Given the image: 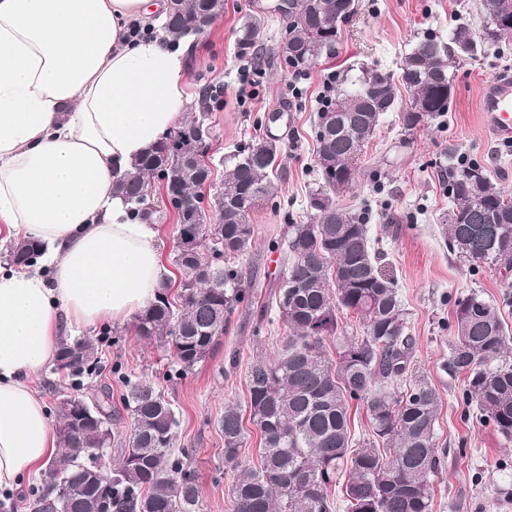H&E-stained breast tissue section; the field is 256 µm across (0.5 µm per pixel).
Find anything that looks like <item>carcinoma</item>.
<instances>
[{"label":"carcinoma","instance_id":"obj_1","mask_svg":"<svg viewBox=\"0 0 512 512\" xmlns=\"http://www.w3.org/2000/svg\"><path fill=\"white\" fill-rule=\"evenodd\" d=\"M297 0L298 15L283 17L287 37L281 48L287 66L299 71L335 49L341 25L355 13V0ZM490 27L475 34L461 22L448 36L426 33L401 63L408 99L398 98L387 72L369 67L343 79L316 113V156L323 184L308 198L311 222L287 225L275 247L285 254L274 291L261 306L255 337L278 321L283 344L271 361H258L248 381L249 421L260 433L258 462L241 458L247 428L238 404H224L218 421L224 436V461L234 464L233 512H334L332 487L345 481L347 512H433L432 487L442 472L436 432L441 396L424 376L402 385L414 348L395 280L379 269L382 253L369 238L366 214L336 203V184L347 181L380 118L398 111L402 127L419 112L433 119L448 111V84L458 60L472 58L489 45L512 37L494 26L512 17V0H484ZM224 12L219 0H170L162 38L179 44L195 34L190 24ZM258 23L250 21L238 39L239 54H257ZM278 114L261 117L263 134L238 146L224 160V205L202 193L212 168L203 161L175 160V141L203 148L208 141L206 113L166 134L140 160L119 175L114 192L133 205L131 215L152 224L163 216L152 204L158 184L175 211L173 263L178 286L162 283L153 301L136 317L139 336L171 346L180 370L188 371L215 349L230 315L253 303L255 286L244 281L242 262L252 248L254 227L242 207L245 196L267 205L278 198L272 179L281 152L268 132ZM448 159L446 188L451 203L442 217L448 248L479 267L512 265V194L493 182L483 164L463 161L455 150ZM215 239L203 246L197 241ZM42 245L18 240L7 246V260L26 267ZM502 303L476 293L455 299L453 342L442 370L465 379L463 401L476 419L512 442V328ZM350 312L362 322L360 336L342 337L336 355L325 348L337 336L339 315ZM98 340L61 338L54 370L67 373L74 386L99 369ZM60 396L57 412L59 451L53 472L32 487L30 512H92L96 484L87 469L88 453L120 447L112 466V512H200L199 475L189 451H174L176 410L157 385L126 381L122 407L128 426L115 431L118 415L112 393L103 389L84 397L90 420H72ZM366 411L371 438L354 445L353 407Z\"/></svg>","mask_w":512,"mask_h":512}]
</instances>
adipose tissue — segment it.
<instances>
[{"label":"adipose tissue","mask_w":512,"mask_h":512,"mask_svg":"<svg viewBox=\"0 0 512 512\" xmlns=\"http://www.w3.org/2000/svg\"><path fill=\"white\" fill-rule=\"evenodd\" d=\"M165 0H0V241L37 240L0 266V496L40 477L58 440L33 381L62 325H122L168 279L161 228L131 221L114 171L191 111L186 53L157 36ZM12 240H7L0 243V265L8 264L3 257L5 247ZM42 245L32 240H18L14 241L7 246V260L16 267H26L40 252Z\"/></svg>","instance_id":"obj_1"}]
</instances>
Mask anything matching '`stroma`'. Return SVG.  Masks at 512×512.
Here are the masks:
<instances>
[{"label":"stroma","mask_w":512,"mask_h":512,"mask_svg":"<svg viewBox=\"0 0 512 512\" xmlns=\"http://www.w3.org/2000/svg\"><path fill=\"white\" fill-rule=\"evenodd\" d=\"M356 12L343 25L333 54L297 71L285 66L280 48L286 24L272 11V0H225L224 14L195 39L187 56L192 94L202 86L221 88L210 102L207 126L214 181L224 178L222 160L240 143L260 134L257 122L270 112L282 117L271 132L280 141L283 167L277 181L280 207L260 206L250 214L255 229L253 249L243 261L246 279L272 285L282 265L271 248L286 224L306 222L312 190L322 182L315 158V116L319 93L328 74L345 76L360 64L398 73L403 55L417 37L441 35L459 22L480 28L482 0H355ZM261 19L258 43L264 61L254 65L238 53V38L251 19ZM502 73L512 74V49L488 47L454 71L447 113L413 133H405L397 113L384 115L365 146L367 166L377 179L359 177L352 189L338 192L340 206L365 210L371 237L381 239L386 255L381 265L400 290L410 333L414 338L410 374H422L442 398L437 433L444 455L442 474L434 484L433 512H512V443L489 426L465 417L463 378L448 376L442 363L452 332L456 297L475 291L497 301L512 293V272L494 266L472 268L451 253L440 218L449 207L445 191L443 152L454 148L459 159L482 163L490 178L512 191V146L497 143L485 128L480 98L485 84ZM254 83L255 97L241 101L242 80ZM258 320L253 308L239 307L204 362L179 373L172 352L139 338L133 325L98 327L100 370L82 380L81 393L93 394L106 385L113 405H120L124 379L151 380L160 385L179 416L177 448L193 451L199 474L202 512H232L234 471L224 461V438L217 421L225 401L247 404V382L258 359L277 354L284 329L272 325L262 339L252 330Z\"/></svg>","instance_id":"stroma-1"}]
</instances>
